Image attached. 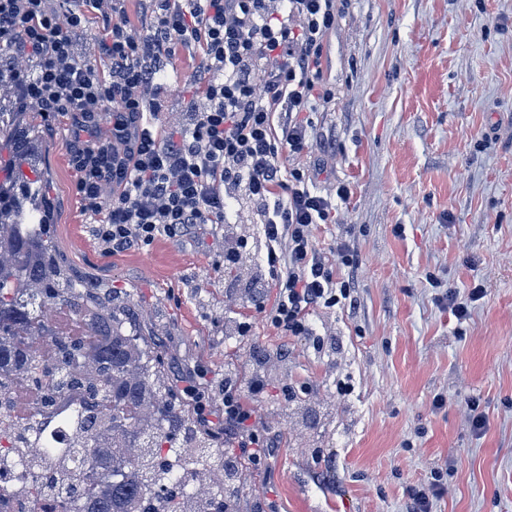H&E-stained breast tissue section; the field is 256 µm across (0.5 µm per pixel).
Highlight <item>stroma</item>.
Listing matches in <instances>:
<instances>
[{
  "label": "stroma",
  "instance_id": "stroma-1",
  "mask_svg": "<svg viewBox=\"0 0 512 512\" xmlns=\"http://www.w3.org/2000/svg\"><path fill=\"white\" fill-rule=\"evenodd\" d=\"M159 119L170 127L194 95L193 63ZM334 98L309 117L315 148L282 157L323 191L347 186L337 221L316 229L330 255L345 244L353 303L312 311L316 340L267 327L247 303L265 243L257 209L235 204L225 235L158 238L104 254L82 214L66 123L27 118L15 164L46 185L71 275L131 295L132 326L155 341L170 382H209L206 427L224 430V368L272 441L240 497L242 512H408L415 490L442 492L431 512H512V0H340L323 42ZM245 243L224 275L225 237ZM485 297L456 319L449 298ZM251 319L246 339L232 326ZM487 419L475 431L468 402Z\"/></svg>",
  "mask_w": 512,
  "mask_h": 512
}]
</instances>
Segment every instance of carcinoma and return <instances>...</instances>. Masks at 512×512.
Listing matches in <instances>:
<instances>
[{
  "label": "carcinoma",
  "instance_id": "cac0c4a2",
  "mask_svg": "<svg viewBox=\"0 0 512 512\" xmlns=\"http://www.w3.org/2000/svg\"><path fill=\"white\" fill-rule=\"evenodd\" d=\"M28 130L5 121L16 150ZM37 180L0 188V396L34 380L37 397L17 415L14 456L0 458V508L30 490L44 512H240L224 500V452L161 378L160 359L129 324L113 292L66 276ZM53 306L65 319L52 322ZM79 395L72 423L81 463L37 450L50 404ZM175 450L178 487L161 450Z\"/></svg>",
  "mask_w": 512,
  "mask_h": 512
}]
</instances>
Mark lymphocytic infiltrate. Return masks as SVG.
<instances>
[{
  "instance_id": "obj_1",
  "label": "lymphocytic infiltrate",
  "mask_w": 512,
  "mask_h": 512,
  "mask_svg": "<svg viewBox=\"0 0 512 512\" xmlns=\"http://www.w3.org/2000/svg\"><path fill=\"white\" fill-rule=\"evenodd\" d=\"M126 0H0V56L37 66L12 78L21 109L66 121L69 163L82 212L104 252L181 241L219 228L237 196L256 203L265 274L253 305L276 331L308 337L317 307L345 305L350 285L335 279L313 232L336 221V202L283 153L309 148L314 102H330L321 82L323 40L336 0H141L147 22L131 24ZM66 18H59V11ZM103 18L97 62L79 58L71 34L88 15ZM190 54L201 106L158 132L148 121L171 89L170 60ZM233 377L224 379V424L250 457L267 446Z\"/></svg>"
}]
</instances>
